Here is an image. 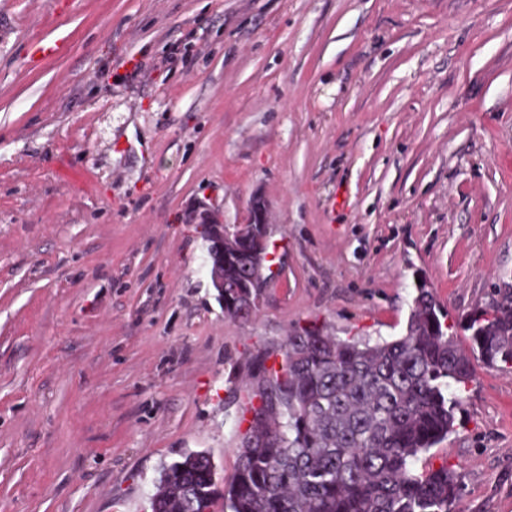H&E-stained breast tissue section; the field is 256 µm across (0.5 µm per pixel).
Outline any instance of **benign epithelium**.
Returning a JSON list of instances; mask_svg holds the SVG:
<instances>
[{
    "instance_id": "benign-epithelium-1",
    "label": "benign epithelium",
    "mask_w": 512,
    "mask_h": 512,
    "mask_svg": "<svg viewBox=\"0 0 512 512\" xmlns=\"http://www.w3.org/2000/svg\"><path fill=\"white\" fill-rule=\"evenodd\" d=\"M188 219L203 225L207 232L209 276L218 300L224 301V289L231 288L241 299L244 310L255 314L264 288L261 266L256 262L248 264V273L238 277H232L230 273L239 270L241 260L254 256L249 249L251 244L262 245L266 241L269 216L265 199L261 196L253 198L243 224L225 223L220 211L204 204L190 210Z\"/></svg>"
}]
</instances>
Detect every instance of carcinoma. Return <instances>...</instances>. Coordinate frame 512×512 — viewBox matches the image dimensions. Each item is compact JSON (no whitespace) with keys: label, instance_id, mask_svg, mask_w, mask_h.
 <instances>
[{"label":"carcinoma","instance_id":"1","mask_svg":"<svg viewBox=\"0 0 512 512\" xmlns=\"http://www.w3.org/2000/svg\"><path fill=\"white\" fill-rule=\"evenodd\" d=\"M432 289L416 288L406 333L387 341L341 339L318 328L288 336L278 370L253 396L268 420L248 421L232 477L189 451L163 468L152 512H452L461 493L448 466L416 473L419 455L453 431L472 359L512 370V288L459 322L463 349Z\"/></svg>","mask_w":512,"mask_h":512}]
</instances>
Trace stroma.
Here are the masks:
<instances>
[{"instance_id":"stroma-1","label":"stroma","mask_w":512,"mask_h":512,"mask_svg":"<svg viewBox=\"0 0 512 512\" xmlns=\"http://www.w3.org/2000/svg\"><path fill=\"white\" fill-rule=\"evenodd\" d=\"M257 195L233 320L187 213ZM420 281L455 326L512 285V0H0V512H151L189 450L230 477L260 359L401 336ZM474 370L414 469L512 512V373Z\"/></svg>"}]
</instances>
